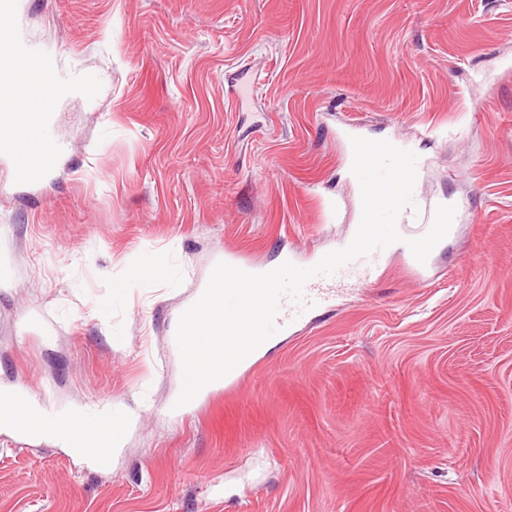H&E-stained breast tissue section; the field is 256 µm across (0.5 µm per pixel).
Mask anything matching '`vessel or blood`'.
I'll return each mask as SVG.
<instances>
[{
  "mask_svg": "<svg viewBox=\"0 0 512 512\" xmlns=\"http://www.w3.org/2000/svg\"><path fill=\"white\" fill-rule=\"evenodd\" d=\"M27 60L28 53L16 23L1 25L0 154L14 160L19 180L35 182L53 167L58 153V146L47 130L42 108L46 101L63 91L64 85L55 61L50 58L40 61L37 77L16 81L15 72ZM384 255V250L379 249L346 263L333 275L311 278L301 299L281 296L275 319L277 329L285 330L300 314L327 307L329 283L352 277L367 278ZM0 422L19 436L48 432L62 444L83 450L98 443L111 448L120 434L112 413L94 408L82 407L45 416L35 403L33 391L26 387L0 391Z\"/></svg>",
  "mask_w": 512,
  "mask_h": 512,
  "instance_id": "b4317fda",
  "label": "vessel or blood"
}]
</instances>
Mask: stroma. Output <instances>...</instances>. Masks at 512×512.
Here are the masks:
<instances>
[{
    "label": "stroma",
    "mask_w": 512,
    "mask_h": 512,
    "mask_svg": "<svg viewBox=\"0 0 512 512\" xmlns=\"http://www.w3.org/2000/svg\"><path fill=\"white\" fill-rule=\"evenodd\" d=\"M12 7L68 89L40 181L0 155V390L111 406L121 439L0 425V512H512V0ZM352 133L417 154L411 231L455 206L428 282L390 251L173 413L169 338L225 253L353 235Z\"/></svg>",
    "instance_id": "obj_1"
}]
</instances>
